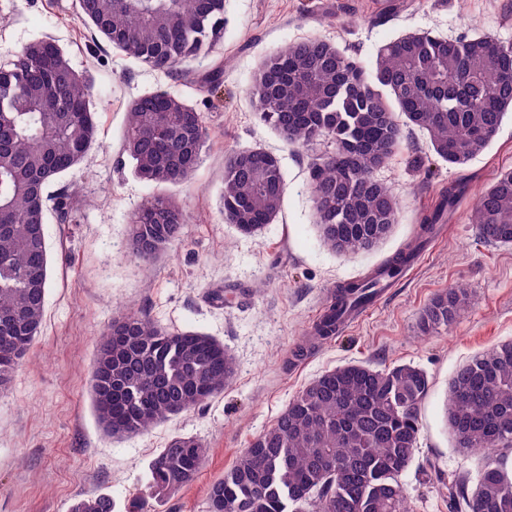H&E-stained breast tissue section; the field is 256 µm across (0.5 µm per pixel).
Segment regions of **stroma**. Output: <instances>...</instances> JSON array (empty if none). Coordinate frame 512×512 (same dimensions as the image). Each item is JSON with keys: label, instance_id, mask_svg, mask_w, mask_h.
<instances>
[{"label": "stroma", "instance_id": "35a3bbf8", "mask_svg": "<svg viewBox=\"0 0 512 512\" xmlns=\"http://www.w3.org/2000/svg\"><path fill=\"white\" fill-rule=\"evenodd\" d=\"M74 3L0 0V65L23 45L53 37L71 66L91 75L98 121L91 149L46 189L66 194L72 213L64 223L47 214L51 272L41 334L0 394V512H68L89 491L110 495L114 512H207L211 484L238 453L303 386L349 363L426 371L417 449L401 483L414 512H448V483L472 479L479 461L455 448L449 433V382L474 355L512 340V244L484 241L471 224L480 193L498 171L512 169V114L491 145L460 168L436 156L422 132L405 129L401 148L376 172L399 199V221L372 251L344 256L323 245L310 188L311 164L332 143L286 142L261 120L251 89L268 57L308 39L368 66L379 47L409 33L512 43V0H224L223 38L169 74L93 39ZM218 67L223 85L207 94L200 80ZM154 91L205 112L210 140L193 179L177 189L187 219L183 240L145 264L128 252L126 227L157 189L135 176L123 140L128 102ZM249 149L280 159L285 194L275 220L243 237L223 220L224 161ZM451 190L455 203L418 262L336 338L287 365L330 290L393 255ZM457 285L467 290V306L451 326L421 333L424 307ZM131 310L167 330L223 342L236 374L201 407L111 438L96 420L90 378L100 334ZM177 435L195 437L208 456L194 483L154 493L149 463Z\"/></svg>", "mask_w": 512, "mask_h": 512}]
</instances>
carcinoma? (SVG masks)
<instances>
[{
	"label": "carcinoma",
	"instance_id": "carcinoma-1",
	"mask_svg": "<svg viewBox=\"0 0 512 512\" xmlns=\"http://www.w3.org/2000/svg\"><path fill=\"white\" fill-rule=\"evenodd\" d=\"M78 12L108 45L165 73L224 30V0H78ZM91 92V78L51 38L25 45L0 66V393L40 334L49 278L46 188L96 140ZM252 93L261 120L283 139L333 143L312 166L316 226L328 250L356 255L398 222V199L374 171L401 147L399 116L426 132L448 165H466L512 112V44L414 33L383 45L368 69L328 42L307 40L266 60ZM208 135L206 114L167 92L128 105L124 149L148 183L189 181ZM283 195L275 155L250 149L226 160L224 223L239 235L271 223ZM453 204L450 193L421 219L414 240L338 287L292 357L333 339L341 318L368 304L381 280L399 275ZM185 224L176 197L156 195L130 218L127 247L152 262L183 238ZM472 224L486 241L512 243V171L479 195ZM466 302L459 287L437 295L420 314V331L450 325ZM235 372L234 356L213 337L171 332L130 311L99 341L91 378L98 423L110 437L144 432L205 404ZM428 389L427 373L412 364H346L322 373L212 484L208 512H413L400 476L415 454ZM446 414L456 447L482 453L473 490L464 481L448 485V512H512V342L459 368ZM488 447L494 452H484ZM207 455L198 440L172 437L151 461L152 487L161 493L191 484ZM112 509L110 496L92 493L74 499L69 512Z\"/></svg>",
	"mask_w": 512,
	"mask_h": 512
}]
</instances>
